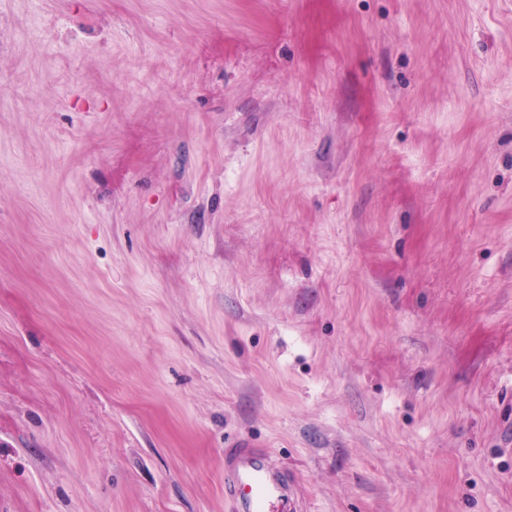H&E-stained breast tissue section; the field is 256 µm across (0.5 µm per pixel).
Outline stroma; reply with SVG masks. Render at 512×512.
<instances>
[{
    "mask_svg": "<svg viewBox=\"0 0 512 512\" xmlns=\"http://www.w3.org/2000/svg\"><path fill=\"white\" fill-rule=\"evenodd\" d=\"M512 512V0H0V512ZM225 480L224 494L233 512H266L272 504L279 506V512L298 511L289 493V475L256 448L236 451Z\"/></svg>",
    "mask_w": 512,
    "mask_h": 512,
    "instance_id": "1",
    "label": "stroma"
}]
</instances>
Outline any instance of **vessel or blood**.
Wrapping results in <instances>:
<instances>
[{"instance_id": "vessel-or-blood-1", "label": "vessel or blood", "mask_w": 512, "mask_h": 512, "mask_svg": "<svg viewBox=\"0 0 512 512\" xmlns=\"http://www.w3.org/2000/svg\"><path fill=\"white\" fill-rule=\"evenodd\" d=\"M290 483L285 471L248 446L238 449L229 462L224 494L234 512H267L274 504L279 512H297L289 493Z\"/></svg>"}]
</instances>
